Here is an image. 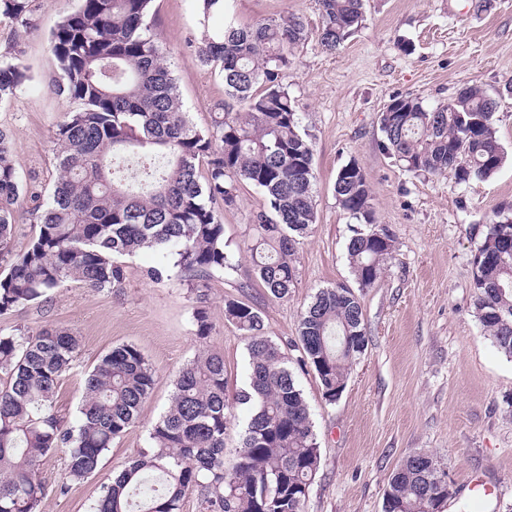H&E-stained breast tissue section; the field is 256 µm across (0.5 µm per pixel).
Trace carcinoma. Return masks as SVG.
Listing matches in <instances>:
<instances>
[{"label": "carcinoma", "mask_w": 512, "mask_h": 512, "mask_svg": "<svg viewBox=\"0 0 512 512\" xmlns=\"http://www.w3.org/2000/svg\"><path fill=\"white\" fill-rule=\"evenodd\" d=\"M153 0H79L51 33L57 74L52 90L74 104L54 133L57 176L48 194L30 191L0 129V316L38 303L67 281L102 291L122 284L120 258L160 254L153 279L173 269L203 279L231 267L215 205L235 206L243 183L259 188L245 245L269 295L284 299L297 280L299 238L316 223L313 145L282 75L306 40L301 17L287 11L253 25L233 20L209 31L229 0H196L204 39L199 60L216 64L224 103L199 129L185 111L176 78L153 33ZM318 39L333 51L364 21V0H317ZM0 16L30 27V0H0ZM29 80L14 57L0 54V101ZM380 115L382 150L418 175L450 173L468 184L496 173L504 153L494 116L498 101L467 86L428 109L397 96ZM339 204L365 229H354L347 253L362 288L372 287L395 238L377 223L372 192L354 162L336 174ZM38 232L13 252L18 207ZM390 244H382L380 236ZM512 212L499 210L473 258L474 309L497 349L512 357ZM224 320L248 339L249 383L238 394L251 408L242 446L224 461L231 418L224 356L203 351L173 380L167 411L148 430L149 447L103 483L95 512H183L197 495L202 512H303L320 464L308 404L288 357L264 334L250 303L224 301ZM300 365L312 368L323 398L336 402L367 345L360 299L346 287L318 290L301 316ZM79 339L50 326L35 335L0 333V512H42L45 458L65 449V479L80 482L140 416L155 370L132 344L112 348L87 372L76 426L58 415L62 377L75 366ZM431 456H406L390 475L386 512H427L448 488Z\"/></svg>", "instance_id": "obj_1"}]
</instances>
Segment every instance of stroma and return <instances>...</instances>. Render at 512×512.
<instances>
[{"mask_svg": "<svg viewBox=\"0 0 512 512\" xmlns=\"http://www.w3.org/2000/svg\"><path fill=\"white\" fill-rule=\"evenodd\" d=\"M77 5L32 0L25 30L0 20V51L19 57L30 75L16 97L0 103V127L10 134L18 175L37 185L55 176L53 136L69 108L49 86L57 72L49 36ZM286 9L309 31L282 82L312 140L316 177L317 220L300 240L295 286L279 300L253 278L243 242L263 193L245 183L235 207L223 212L232 266L214 272L204 293L192 290L187 276L151 279L158 259L147 250L125 258L119 287L95 291L69 281L46 302L1 316L5 334L59 325L79 336L75 368L57 398L68 422L79 417L83 372L112 347L137 346L155 370L138 422L113 441L95 475L64 490L63 452L45 459L43 512H94L101 483L147 448L148 428L167 411L175 374L200 351L223 355L227 397L235 402L248 385V340L225 321V300L253 304L266 336L295 358L303 310L319 289L334 286L356 290L368 345L333 403L323 399L311 368L293 369L320 448L304 512H383L389 476L415 451L432 455L453 484L442 512H512V358L498 351L475 316L472 264L490 218L512 206V0H365L361 28L333 52L316 35V0L229 4L230 16L243 24ZM151 12L191 122L209 127L224 82L196 57L201 31L193 0H153ZM405 42L411 53L402 51ZM467 86L499 101L495 128L505 161L495 174L459 184L448 173L414 174L384 154L379 116L392 97H417L434 108ZM351 162L371 187L378 223L395 237L380 278L364 289L347 258L356 221L333 191L338 170ZM201 307L213 322L204 338L194 321ZM248 418L235 402L225 458L240 448Z\"/></svg>", "mask_w": 512, "mask_h": 512, "instance_id": "obj_1", "label": "stroma"}]
</instances>
